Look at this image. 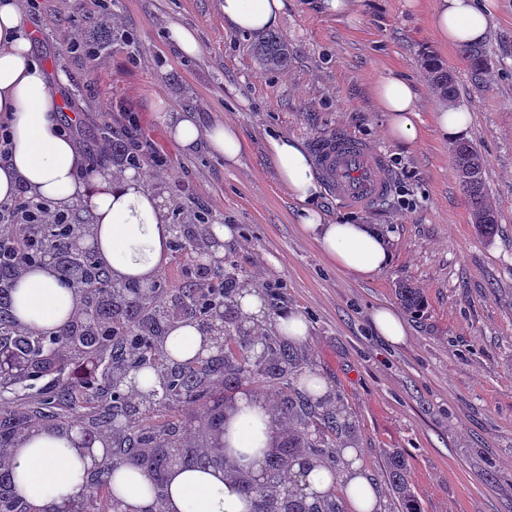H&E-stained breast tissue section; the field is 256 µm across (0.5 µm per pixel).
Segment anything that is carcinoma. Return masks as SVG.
<instances>
[{"label": "carcinoma", "mask_w": 512, "mask_h": 512, "mask_svg": "<svg viewBox=\"0 0 512 512\" xmlns=\"http://www.w3.org/2000/svg\"><path fill=\"white\" fill-rule=\"evenodd\" d=\"M262 64L270 70L288 67V44L269 35L256 45ZM477 82L489 72V58L484 46L467 45L461 50ZM426 78L442 100L457 102L455 75L434 53L422 55ZM452 162L459 185L468 202L472 219L480 220L478 230L494 232L498 217L486 200L484 164L476 147L460 139L451 147ZM16 232L28 237L36 234L30 245L31 257L40 260L49 254L72 276L96 283L94 288L76 289L79 316L59 330L39 333L16 323L10 296H0V360L22 366L20 371H0V385L14 388L18 396L0 407V456L9 454L19 435L42 430H69L78 424L108 449L107 461L100 469L87 472L82 512H113L114 496L108 480L109 463L129 464L161 478L170 458L178 456L185 469L211 467L209 449L186 441V433L174 410L181 404L205 401L218 389H236L245 383L274 382L280 386L279 398L272 409L277 420L292 422L297 435L281 447L270 446L265 454L267 474L291 472L294 465L308 469L320 465L335 470L336 437L343 425L336 412L326 406V399L308 390L306 376L298 371L304 354L292 343L272 333H264L267 359L254 362L248 354L246 339L236 331L239 321L237 277L234 270L223 278L199 288L202 277L196 264V239L176 233L170 241L172 257L185 262L191 284L181 288L171 302L158 297L168 289L151 288L136 293L134 285H117L109 272L98 267L96 259L78 254L71 248L73 239L89 232V225L76 224L70 234L24 226ZM224 301V355L211 360L177 361L164 351L169 327L176 320H187L202 327L208 321L213 304ZM150 367L156 374L162 394L156 403L147 395L131 401L123 378L133 369ZM128 408L124 429L113 430L114 408ZM208 429L219 440L224 420L221 406L208 410ZM391 487L401 512H420L406 478L407 463L398 452L386 451ZM244 493L262 502L269 512H344L333 490L309 499L303 494L288 497V510L281 509L279 493H271V481L262 486L242 473L235 475ZM0 512H61L53 502L33 510L19 497L15 480L0 473Z\"/></svg>", "instance_id": "carcinoma-1"}]
</instances>
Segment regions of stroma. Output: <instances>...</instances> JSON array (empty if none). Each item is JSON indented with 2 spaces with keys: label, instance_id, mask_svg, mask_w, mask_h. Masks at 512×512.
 <instances>
[{
  "label": "stroma",
  "instance_id": "stroma-1",
  "mask_svg": "<svg viewBox=\"0 0 512 512\" xmlns=\"http://www.w3.org/2000/svg\"><path fill=\"white\" fill-rule=\"evenodd\" d=\"M28 24L35 57L65 77L60 116L76 126L85 149L97 130L124 139L125 113L139 137L167 157L144 169L148 190L164 199L165 219L193 235L194 212L231 224L212 276L234 265L240 283L275 293L281 310L301 312L310 327L307 361L328 389V405L351 433L338 448H356L379 485L382 512H398L385 451L408 463L421 512H512V0H495L484 40L491 60L472 80L458 48L430 27L435 0H353L350 12L325 11L323 0H287L276 32L288 42L283 71L257 59L256 36L224 22L218 0H33ZM187 27L202 52L183 55L171 29ZM98 45L94 60L66 48ZM430 50L451 69L467 135L485 160V192L499 220L493 235L475 228L456 179L450 144L434 115L441 100L421 68ZM399 73L419 91L420 138H389L373 86ZM192 111L204 127L234 122L248 144L227 163L198 147L173 148L170 113ZM352 135L382 150L393 184L388 201L367 210L339 204L322 189L318 205L332 222L373 225L388 241L392 264L373 280L327 260L296 221L300 209L281 185L266 140L287 135L313 151L320 137ZM418 288L422 309L405 312V343L378 336L372 311L400 308L401 285Z\"/></svg>",
  "mask_w": 512,
  "mask_h": 512
}]
</instances>
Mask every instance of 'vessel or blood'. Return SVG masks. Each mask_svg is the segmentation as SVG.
<instances>
[{
	"instance_id": "1",
	"label": "vessel or blood",
	"mask_w": 512,
	"mask_h": 512,
	"mask_svg": "<svg viewBox=\"0 0 512 512\" xmlns=\"http://www.w3.org/2000/svg\"><path fill=\"white\" fill-rule=\"evenodd\" d=\"M318 164L330 191L344 206L371 207L390 188L384 154L359 139L341 136L326 142L318 150Z\"/></svg>"
}]
</instances>
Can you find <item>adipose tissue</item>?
I'll return each mask as SVG.
<instances>
[{
	"label": "adipose tissue",
	"mask_w": 512,
	"mask_h": 512,
	"mask_svg": "<svg viewBox=\"0 0 512 512\" xmlns=\"http://www.w3.org/2000/svg\"><path fill=\"white\" fill-rule=\"evenodd\" d=\"M224 20L246 34L276 28L286 0H220ZM492 0H437L431 27L448 45L481 42L493 13ZM34 36L26 21L22 0H0V119L8 125L11 148L0 162V201L19 189L46 200L61 210L86 206L91 215L88 243L114 283L128 285L153 281L166 262L171 229L160 198L144 185L140 172L112 168L89 169L78 139L61 124L58 96L47 70L35 58ZM374 94L387 118L388 135L403 145L419 137L417 98L412 84L389 72L374 86ZM173 145L190 150L206 143L210 152L237 160L247 149L232 122L201 129L189 115H175L167 127ZM279 179L300 203L298 222L336 265L362 279L382 274L392 263L384 237L369 224L327 221L316 205L320 186L311 159L294 138L281 135L267 142ZM77 311L75 290L52 264L26 268L15 283L14 314L20 326L39 332L53 331ZM208 336L194 325L178 323L165 340L166 350L180 360L207 355ZM271 426L270 406L246 396L230 415L226 435L230 447L240 450L252 467H260ZM73 434L42 431L23 435L9 453V468L18 494L40 505H65L85 484V475L102 447L87 453L77 448ZM348 462L342 473L312 467L301 483L306 491L336 487L350 512H380L378 488L361 468L359 452L343 449ZM113 496L123 512H148L153 502L148 475L124 464L110 469ZM252 503L235 481L217 469L177 472L168 487V512H251Z\"/></svg>",
	"instance_id": "1"
}]
</instances>
